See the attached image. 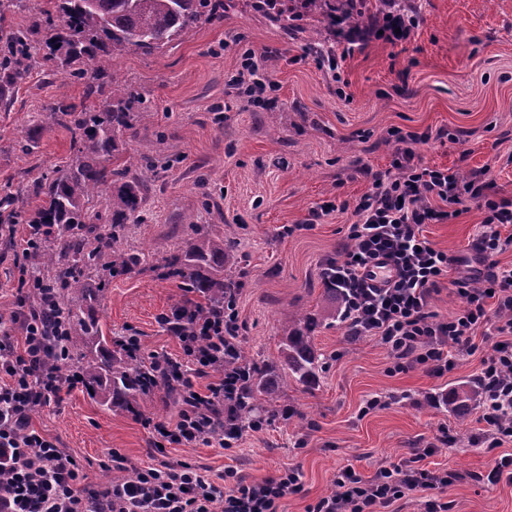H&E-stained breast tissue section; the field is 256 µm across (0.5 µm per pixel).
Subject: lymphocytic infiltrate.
<instances>
[{"label": "lymphocytic infiltrate", "instance_id": "f902f5d3", "mask_svg": "<svg viewBox=\"0 0 512 512\" xmlns=\"http://www.w3.org/2000/svg\"><path fill=\"white\" fill-rule=\"evenodd\" d=\"M330 24L335 47L312 56L320 69L336 76L345 57L373 39L393 45L411 40L419 17L398 0H389L374 28L351 29L341 16L332 17ZM257 72L254 52L242 50L240 71L230 86L244 105H254L277 88ZM447 136L444 128L433 133L392 129L396 149L389 168L364 171L370 190L354 202L311 210L309 217L315 221L337 208L351 213L340 258L323 261L319 275L342 299L339 319L348 335L376 339L396 370L421 367L443 376L453 369L457 355L475 351L478 331H491L478 374L483 428L477 441L492 450L512 442V269H501L492 260L512 246V201L491 195L489 167L464 176L426 165L420 146ZM470 207L483 214L472 244V266L465 258L449 257L423 233L424 225L457 218ZM455 264L462 271L452 279L448 271ZM16 269V307L9 318L0 317V512H278L282 500L300 493V473L294 467L254 481L228 466L213 480L199 466L166 459L169 447L207 445L214 439L229 450L245 432L263 427L260 416L236 417L241 374L213 372L235 342L228 329L238 319L235 305L219 314L187 300L159 318L178 340L182 359L155 353L146 364L149 377H169L177 411L167 422L144 419L152 433L149 464L129 466L124 454L112 451L108 466L126 472V480L85 494L74 457L32 424L36 410L61 403L84 385L77 372L64 374L56 366L64 357L63 342L52 327L60 302L54 291L44 289L37 306L28 305L26 288L36 275L24 262ZM447 284L462 299L450 317L434 309L435 295ZM188 361L193 364L189 370L184 367ZM219 420L236 422V430L215 438ZM433 451L430 445L414 449L411 460L381 466L370 478L353 465L343 466L333 479L335 493L321 497L307 512H389L419 489L433 492L425 512H448L442 497L450 484L447 473L419 466Z\"/></svg>", "mask_w": 512, "mask_h": 512}]
</instances>
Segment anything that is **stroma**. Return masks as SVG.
<instances>
[{
	"instance_id": "35a3bbf8",
	"label": "stroma",
	"mask_w": 512,
	"mask_h": 512,
	"mask_svg": "<svg viewBox=\"0 0 512 512\" xmlns=\"http://www.w3.org/2000/svg\"><path fill=\"white\" fill-rule=\"evenodd\" d=\"M406 2L420 10L414 37L402 46L373 41L347 56L343 98L331 74L304 57L303 39L253 12L249 0H236L223 19L153 54L120 56L121 76L155 114L154 126L137 141L174 164L160 172L148 221L126 229L124 246L145 251L150 262L109 283L96 307L104 329L140 336L143 354L180 356L178 341L158 318L184 295L155 265L194 239L183 222L192 215L213 235L236 225L246 271L238 341L251 358L278 363L286 319L324 311L319 266L337 256L349 215L338 210L310 229L302 224L319 204L352 202L368 191L359 169L388 167L395 150L389 132L396 127L448 129L451 140L423 147L424 162L463 174L490 165L493 194L512 200V0ZM241 45L255 51L260 73L278 86L269 105L243 108L231 92ZM63 93L80 103L82 82L60 90L37 71L20 87L12 111L0 112V183L20 181L28 171L52 172L72 158L69 133L41 124L42 107ZM37 126L39 146L25 154L19 143ZM199 176L207 178V192L195 187ZM482 220L471 209L424 225L423 233L449 255L466 256ZM314 343L323 364L319 383L309 390L289 382L282 397L292 408L289 418L246 432L233 449L177 447L170 458L214 475L232 466L255 481L297 467L302 490L283 500L279 512H306L332 493L340 466L371 477L432 442L436 450L421 466L455 474L444 494L449 512H512V482L474 479L495 458L474 441L482 427L479 406L459 417L440 400L449 388L476 379L479 355L458 356L452 370L435 377L420 368L394 371L377 340L347 336L337 322L318 328ZM373 397L379 406L363 412ZM174 412L162 388L112 408L83 388L39 410L32 422L83 466L87 486L98 488L107 483L104 463L112 449L131 465L148 463L150 432L141 417L165 421Z\"/></svg>"
}]
</instances>
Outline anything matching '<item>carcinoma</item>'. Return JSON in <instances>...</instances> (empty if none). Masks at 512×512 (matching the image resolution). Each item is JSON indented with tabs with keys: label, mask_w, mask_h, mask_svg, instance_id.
I'll return each mask as SVG.
<instances>
[{
	"label": "carcinoma",
	"mask_w": 512,
	"mask_h": 512,
	"mask_svg": "<svg viewBox=\"0 0 512 512\" xmlns=\"http://www.w3.org/2000/svg\"><path fill=\"white\" fill-rule=\"evenodd\" d=\"M233 0H61L59 20L48 10L34 13L28 26L5 25L7 14L32 10L30 0H0V108L9 111L22 84L37 69L66 87L72 78L84 81V99L74 104L65 98L43 109L46 123L66 130L75 148L66 169L46 173L25 184L6 181L0 186V217L34 226V241L27 254L39 280L60 289L68 326L69 361L78 369L91 397L101 405L119 407L144 392L143 364L112 349V337L94 314L106 283L146 262L141 251L123 246L126 227L147 221L148 200L158 178L154 150L130 154L122 147L152 123L154 113L143 108L141 94L111 69L124 52L152 53L188 34L232 7ZM288 4L278 10L255 8L271 22L290 32L293 4L305 12L326 15L341 10L351 24L367 25L372 16L350 8L354 0H266ZM49 36L35 40L41 29ZM111 74L110 89L102 90L98 77ZM103 198L100 211L89 207L93 196ZM35 198V211L27 209ZM237 241L229 232L221 237L203 233L186 248L164 260V276L178 287L199 294L212 305L235 299L241 282ZM336 312L323 317L289 319L280 350L281 370L307 388L319 382V355L314 332ZM233 362L249 369L244 388L247 402L265 395L264 412L278 414L279 389L269 367L247 358L236 347ZM481 387L468 383L448 391V406L462 413L479 402Z\"/></svg>",
	"instance_id": "obj_1"
}]
</instances>
